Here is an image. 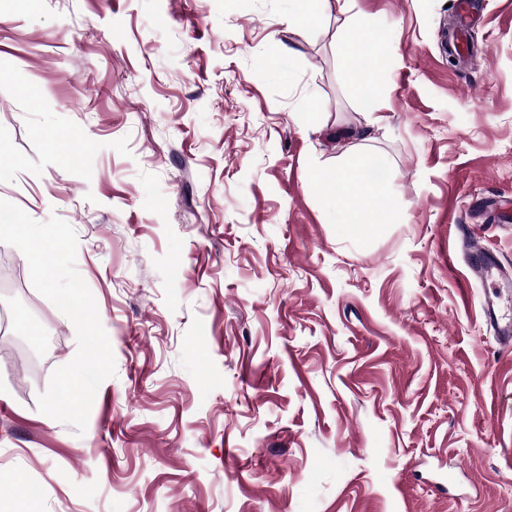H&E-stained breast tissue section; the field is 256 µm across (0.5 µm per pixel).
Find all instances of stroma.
<instances>
[{
	"label": "stroma",
	"mask_w": 512,
	"mask_h": 512,
	"mask_svg": "<svg viewBox=\"0 0 512 512\" xmlns=\"http://www.w3.org/2000/svg\"><path fill=\"white\" fill-rule=\"evenodd\" d=\"M237 2L0 0V199L74 228L116 364L84 435L38 410L75 327L0 243V335L47 331L29 376L0 346V474L28 512H512V354L448 262L473 224L512 272V0L454 65L449 0ZM295 24L297 30L316 25L320 19L319 13L310 2H323L325 6L330 3V0H295ZM361 172L362 163L356 161L355 155L336 166V170L331 174L336 189V201L347 207L352 204L357 210L371 212L379 203V196L363 180Z\"/></svg>",
	"instance_id": "1"
}]
</instances>
